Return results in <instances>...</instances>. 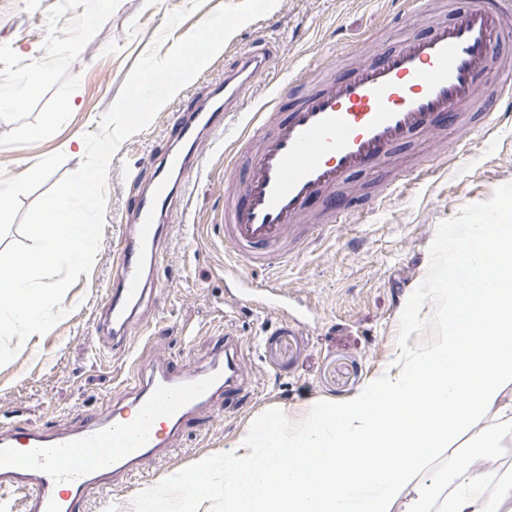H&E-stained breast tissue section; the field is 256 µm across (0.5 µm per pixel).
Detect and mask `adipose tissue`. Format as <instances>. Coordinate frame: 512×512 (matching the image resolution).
<instances>
[{"mask_svg":"<svg viewBox=\"0 0 512 512\" xmlns=\"http://www.w3.org/2000/svg\"><path fill=\"white\" fill-rule=\"evenodd\" d=\"M416 297L437 306L430 344L303 423L269 417L223 459L142 491L141 512H193L214 473L224 476V512H431L435 484L420 473L479 417L492 424L471 431L465 461L449 459L443 508L501 512L512 503V480L496 465L512 436V224L464 225L452 252L439 243Z\"/></svg>","mask_w":512,"mask_h":512,"instance_id":"adipose-tissue-1","label":"adipose tissue"}]
</instances>
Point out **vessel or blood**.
<instances>
[{
    "mask_svg": "<svg viewBox=\"0 0 512 512\" xmlns=\"http://www.w3.org/2000/svg\"><path fill=\"white\" fill-rule=\"evenodd\" d=\"M512 35V0H471L470 7L434 26L431 36L409 37L380 63L369 62L345 78L307 70L297 82L273 80L265 109L248 110L250 87L269 76V55L243 54L211 85L204 103L177 109L167 147L150 157L155 176L138 191L132 225L120 240L118 287L108 305L112 345L122 344L147 288L140 256L157 252L161 219L185 200L201 175L198 146L234 142L238 151L224 166V238L238 263L225 280L238 283L243 265L287 263L307 248L314 233L344 220L333 209L337 187L356 173L384 163L409 138L432 131L440 119L459 118L485 87L496 89L494 127L512 115V68L496 66L491 47ZM297 102L283 118L273 107ZM325 208L321 221L300 223L311 203ZM257 307L288 311L274 287L243 288ZM136 394L102 420L70 432H31L17 424L0 429V505L20 502L23 512H89L93 487L139 472L168 450L174 430L187 425L215 393L234 398L237 357L232 341L211 362L187 372L172 365L141 369Z\"/></svg>",
    "mask_w": 512,
    "mask_h": 512,
    "instance_id": "vessel-or-blood-1",
    "label": "vessel or blood"
}]
</instances>
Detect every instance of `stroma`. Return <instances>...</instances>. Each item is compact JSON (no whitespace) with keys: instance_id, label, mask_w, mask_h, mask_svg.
Masks as SVG:
<instances>
[{"instance_id":"stroma-1","label":"stroma","mask_w":512,"mask_h":512,"mask_svg":"<svg viewBox=\"0 0 512 512\" xmlns=\"http://www.w3.org/2000/svg\"><path fill=\"white\" fill-rule=\"evenodd\" d=\"M225 0H0V77L39 70V93L0 111V172L15 174L23 160L43 171L27 180L8 213L0 215V252L19 237L25 211L84 158L76 144L98 132L137 60L151 49L167 54ZM191 16L155 45L169 13ZM430 27L400 0H277L264 16L236 31L221 51L140 132L112 157L105 224L90 274L66 293L67 314L46 334L28 337L0 365V422L31 430H63L107 416L121 401L132 363L207 365L224 337L240 347L243 391L221 409L199 412L175 451L115 488L91 492L90 512H138L143 489L192 470L203 457L223 455L263 415L284 412L299 423L314 406L329 407L359 393L406 347L438 331L432 302L414 301L440 235L459 224L496 218L512 202V122L476 134L465 161L448 162L455 126L398 148L393 167L408 170L432 157L426 179H407L365 222L336 225L288 264L251 269L254 284L288 292L297 321L236 298L224 281L226 253L216 225L224 203V155L201 144L210 169L171 216L159 249V286L141 308L143 322L128 332V353L111 350L103 304L113 282V246L125 231L139 180L153 170L149 156L166 143L176 107L223 80L259 39L271 43L273 76L290 80L322 61L336 77L389 53L401 40L426 37ZM66 111L49 135L30 138L45 113ZM421 322L408 328L409 314Z\"/></svg>"}]
</instances>
